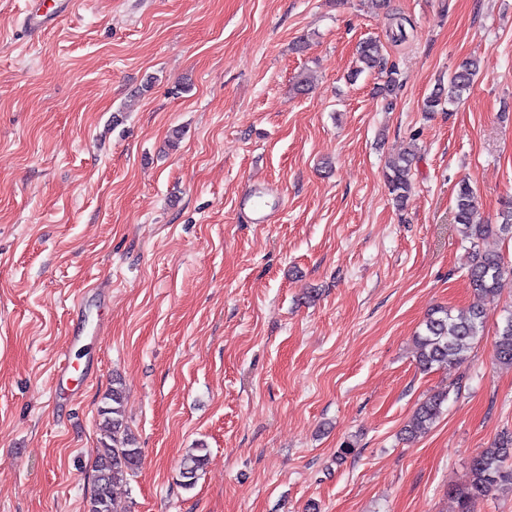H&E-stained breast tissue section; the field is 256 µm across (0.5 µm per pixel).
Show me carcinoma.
Wrapping results in <instances>:
<instances>
[{
	"label": "carcinoma",
	"instance_id": "cac0c4a2",
	"mask_svg": "<svg viewBox=\"0 0 512 512\" xmlns=\"http://www.w3.org/2000/svg\"><path fill=\"white\" fill-rule=\"evenodd\" d=\"M383 45L375 38H368L358 48L359 66L352 72L355 78L366 70L380 69L385 73L377 94L389 101L399 88V72L395 66H386ZM479 63L467 59L448 74V81L436 85L426 98L427 112H436L445 104H453L469 91L479 74ZM414 154L403 153L388 162L383 173L384 181L396 204L405 207L410 197L411 172ZM477 194L472 185L459 183L454 200V223L470 240L471 247L466 276L475 295L485 299L497 294L501 281L512 276V263L500 252L483 251L477 240L487 234L512 238V200L505 202L494 224L477 220ZM486 312L481 305L453 311L438 307L429 313L423 329L416 336V359L419 368L429 372L436 367L464 363L470 350L483 337ZM495 360L512 366V309L504 310L497 325L494 340ZM449 398V391H438L419 404L402 433L410 439L428 430L440 418ZM101 421V446L95 454V479L88 512H126L113 497L112 487L126 481L139 469L142 449L136 445L123 414V391L112 382L104 406L99 410ZM200 455H189L182 464L181 475L185 486L196 482L202 466ZM512 490V432L503 433L494 446L478 453L471 461L468 478L464 484L451 491L457 512H475L476 504L494 490Z\"/></svg>",
	"mask_w": 512,
	"mask_h": 512
}]
</instances>
